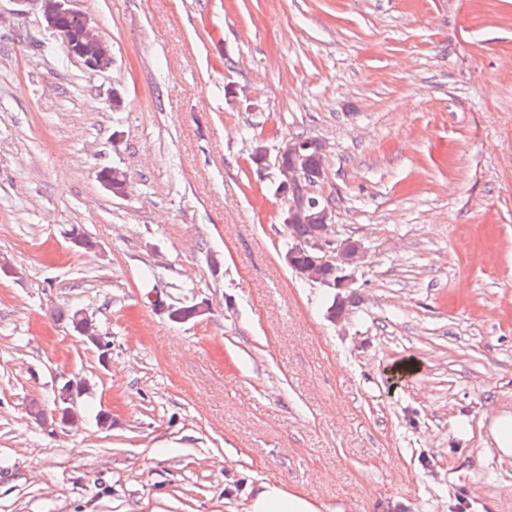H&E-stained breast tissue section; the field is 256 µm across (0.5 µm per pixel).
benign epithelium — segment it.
<instances>
[{
  "label": "benign epithelium",
  "instance_id": "1",
  "mask_svg": "<svg viewBox=\"0 0 512 512\" xmlns=\"http://www.w3.org/2000/svg\"><path fill=\"white\" fill-rule=\"evenodd\" d=\"M19 2L39 9L49 30L57 33L67 25L75 32V37L66 41V52L85 69L97 73L112 65V45L99 34L89 17L71 8L73 0ZM312 148L323 157L327 154V145L317 139L288 140L278 148L279 155L288 158V166L278 167L277 194L286 204L283 224L315 225L312 237L293 241L285 259L307 281L336 290V307L328 311V317L341 322L348 312L342 292L352 288L354 273L364 264L366 253L357 241H336L331 205L311 197V187L326 179L325 165L310 169L304 163L305 152Z\"/></svg>",
  "mask_w": 512,
  "mask_h": 512
}]
</instances>
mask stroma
I'll use <instances>...</instances> for the list:
<instances>
[{"mask_svg":"<svg viewBox=\"0 0 512 512\" xmlns=\"http://www.w3.org/2000/svg\"><path fill=\"white\" fill-rule=\"evenodd\" d=\"M73 7L105 72L0 0V512H244L262 483L319 512H512L485 427L512 410V0ZM298 133L367 252L340 323L250 161ZM76 308L108 361L54 317ZM70 380L79 422L48 425Z\"/></svg>","mask_w":512,"mask_h":512,"instance_id":"35a3bbf8","label":"stroma"}]
</instances>
